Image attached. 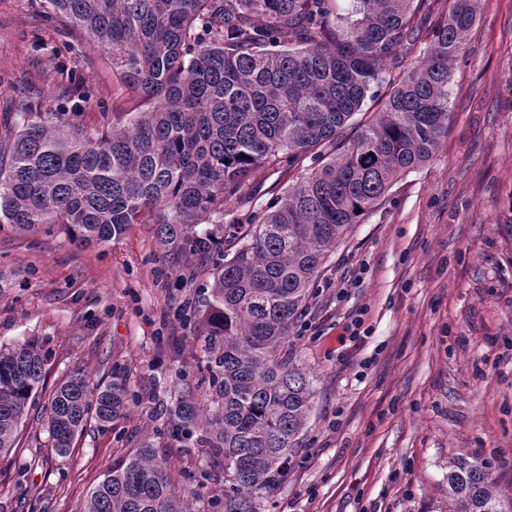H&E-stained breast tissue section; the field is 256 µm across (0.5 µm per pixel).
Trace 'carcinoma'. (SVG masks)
<instances>
[{"label":"carcinoma","mask_w":512,"mask_h":512,"mask_svg":"<svg viewBox=\"0 0 512 512\" xmlns=\"http://www.w3.org/2000/svg\"><path fill=\"white\" fill-rule=\"evenodd\" d=\"M36 2L64 50L104 53L139 107L103 106L87 131L70 108L92 96L77 72H58L62 94L50 101L21 93L15 139L0 152V221L60 224L85 244L154 224L172 263L198 260L180 279L206 275L197 313L213 409L202 418L182 399L165 409L167 425L224 458V512H261L314 398L290 333L336 245L447 137L451 65L479 0H452L428 30L423 11L439 0H354L346 13L337 0ZM262 170L298 176L248 223H224V204L244 203ZM46 362L34 342L0 347L1 456L18 448ZM131 400L117 369L94 386L69 375L43 407L56 454L71 453L88 416L117 422ZM448 494L457 512H512L476 460L451 463ZM188 498L146 442L112 465L82 512H191Z\"/></svg>","instance_id":"1"}]
</instances>
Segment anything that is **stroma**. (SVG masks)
<instances>
[{"mask_svg": "<svg viewBox=\"0 0 512 512\" xmlns=\"http://www.w3.org/2000/svg\"><path fill=\"white\" fill-rule=\"evenodd\" d=\"M59 67L93 90L78 105L85 129L101 106L135 102L103 57L63 50L34 0H0V146L15 137L19 91L52 98ZM451 70L439 152L336 245L303 316L312 333L288 340L316 395L263 512H456V458L486 463L499 499L512 500V0H480ZM293 180L258 173L253 202L226 204L225 223L247 222ZM201 298L178 280L154 225L86 246L58 226L0 227V346L35 341L48 359L20 446L0 459V512H79L112 464L149 440L197 507L218 512L223 461L182 452L162 414L187 394L209 407L201 343L179 315ZM116 368L138 402L114 425L89 422L58 457L42 410L49 390L74 371L98 383Z\"/></svg>", "mask_w": 512, "mask_h": 512, "instance_id": "stroma-1", "label": "stroma"}]
</instances>
